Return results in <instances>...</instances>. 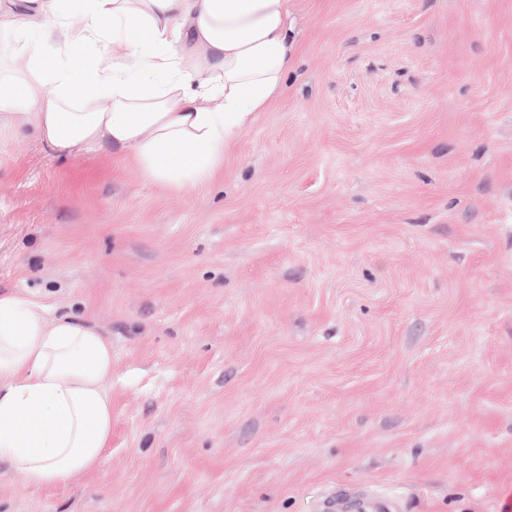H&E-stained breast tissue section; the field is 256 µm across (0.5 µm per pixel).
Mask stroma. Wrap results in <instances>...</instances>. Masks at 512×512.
Here are the masks:
<instances>
[{
    "label": "stroma",
    "instance_id": "obj_1",
    "mask_svg": "<svg viewBox=\"0 0 512 512\" xmlns=\"http://www.w3.org/2000/svg\"><path fill=\"white\" fill-rule=\"evenodd\" d=\"M207 183L0 133V294L112 343V441L0 512H512V0H288Z\"/></svg>",
    "mask_w": 512,
    "mask_h": 512
}]
</instances>
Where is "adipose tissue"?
Wrapping results in <instances>:
<instances>
[{"mask_svg":"<svg viewBox=\"0 0 512 512\" xmlns=\"http://www.w3.org/2000/svg\"><path fill=\"white\" fill-rule=\"evenodd\" d=\"M0 41V129L61 154L132 152L147 181L174 189L215 176L292 66L287 0H0ZM111 381L112 344L95 326L0 295V460L25 486L65 487L100 466Z\"/></svg>","mask_w":512,"mask_h":512,"instance_id":"1","label":"adipose tissue"}]
</instances>
